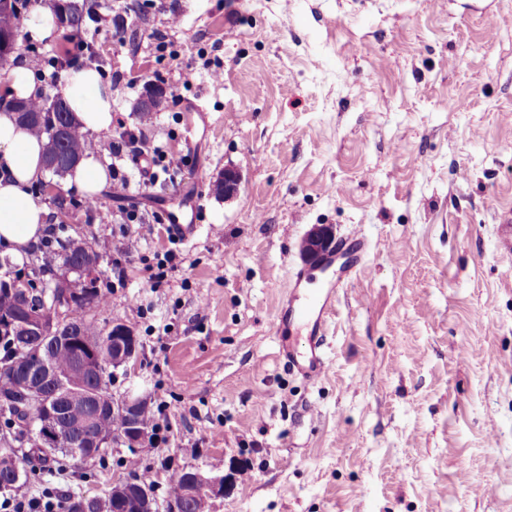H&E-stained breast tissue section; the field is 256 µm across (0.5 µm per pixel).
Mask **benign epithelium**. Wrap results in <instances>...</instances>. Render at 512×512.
Masks as SVG:
<instances>
[{
    "label": "benign epithelium",
    "instance_id": "7a95c632",
    "mask_svg": "<svg viewBox=\"0 0 512 512\" xmlns=\"http://www.w3.org/2000/svg\"><path fill=\"white\" fill-rule=\"evenodd\" d=\"M332 231L326 226L313 228L305 240V253L314 256L328 248ZM69 252L79 256L80 265L63 267L52 273L49 297L43 306L22 303L21 310L6 319L13 336L21 339L17 349L0 358V372L15 378V385L8 392L0 393V408L22 411L30 407L44 408V417L34 425L24 426V442L31 448H56L70 438L76 448L72 449L74 460H92L98 448L141 449L147 439L138 421L137 411L149 396L134 387L126 389L120 397L105 385L107 374L100 369L96 358L98 339L86 337L71 339L70 310L74 302L81 299L92 283L100 276L101 259L93 247L80 235L72 238ZM112 377L126 376L134 368L138 356L139 339L133 329L120 319L112 321ZM52 343V348L79 346L84 351L81 367L97 375L99 387L94 392L81 391L70 397L71 402L84 404L92 399L99 409L112 408V414L123 419L122 426L112 435L104 437L93 430L80 434L72 433L66 418L53 407L54 395L49 388L62 386L61 376L52 370L49 353L43 345ZM240 465L231 464L228 471L220 475L207 473L199 468H184L177 475L183 480L184 499L157 498L154 486L146 483L142 475L130 478L117 477L112 482L114 512H184V501H196V512H206L208 501L222 497L237 481Z\"/></svg>",
    "mask_w": 512,
    "mask_h": 512
}]
</instances>
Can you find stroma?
Wrapping results in <instances>:
<instances>
[{
  "mask_svg": "<svg viewBox=\"0 0 512 512\" xmlns=\"http://www.w3.org/2000/svg\"><path fill=\"white\" fill-rule=\"evenodd\" d=\"M100 2L82 38L113 122L89 150L131 187H104L93 209L59 187L71 224L41 184L31 192L46 238L109 241L95 319L121 317L141 341L111 390L141 385L164 404V429L153 454L71 460L33 490L100 497L113 475L149 469L162 497L181 468L234 462L244 473L209 512H512V254L499 249L512 0ZM150 84L182 100L143 125ZM129 130L189 166L150 182L112 153ZM228 169L239 191L216 196ZM172 213L198 225L194 238L171 243L155 218ZM317 224L363 235L369 251L339 291L331 368L310 386L279 358L273 324ZM171 248L184 262L155 282Z\"/></svg>",
  "mask_w": 512,
  "mask_h": 512,
  "instance_id": "obj_1",
  "label": "stroma"
}]
</instances>
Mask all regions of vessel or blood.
<instances>
[{
  "label": "vessel or blood",
  "mask_w": 512,
  "mask_h": 512,
  "mask_svg": "<svg viewBox=\"0 0 512 512\" xmlns=\"http://www.w3.org/2000/svg\"><path fill=\"white\" fill-rule=\"evenodd\" d=\"M368 252L366 240L359 235L349 236L333 247L332 251L310 266L298 269L288 285V297L279 310L275 334L278 339V356L297 369L306 383L315 384L330 368L326 355L329 322L335 314L336 290L315 292L305 288L316 271L334 267L337 256H345L344 276L356 274ZM304 332V347L294 346L288 339L291 330Z\"/></svg>",
  "instance_id": "1"
}]
</instances>
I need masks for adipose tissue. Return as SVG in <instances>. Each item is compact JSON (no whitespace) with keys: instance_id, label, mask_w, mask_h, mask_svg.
<instances>
[{"instance_id":"adipose-tissue-1","label":"adipose tissue","mask_w":512,"mask_h":512,"mask_svg":"<svg viewBox=\"0 0 512 512\" xmlns=\"http://www.w3.org/2000/svg\"><path fill=\"white\" fill-rule=\"evenodd\" d=\"M65 98L82 130L112 125V90L97 70L79 68L65 77ZM42 143L20 127L13 113H0V248L22 255L46 230L47 210L30 188L44 173Z\"/></svg>"}]
</instances>
